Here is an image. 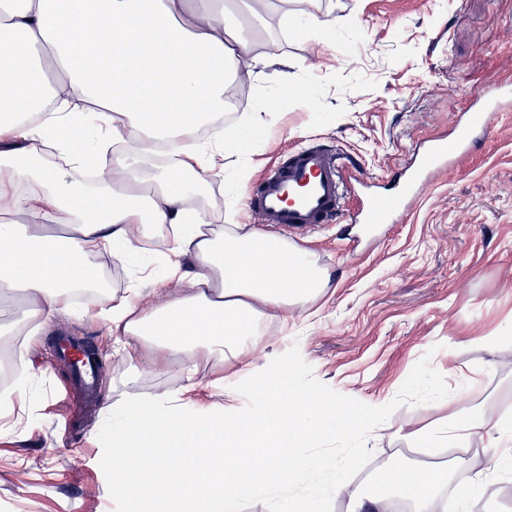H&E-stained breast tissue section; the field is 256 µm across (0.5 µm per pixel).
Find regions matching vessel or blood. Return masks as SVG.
Masks as SVG:
<instances>
[{
    "instance_id": "1",
    "label": "vessel or blood",
    "mask_w": 512,
    "mask_h": 512,
    "mask_svg": "<svg viewBox=\"0 0 512 512\" xmlns=\"http://www.w3.org/2000/svg\"><path fill=\"white\" fill-rule=\"evenodd\" d=\"M484 106L468 109L448 135L418 150L401 172L395 191L378 190L352 200L340 154L318 144L291 149L286 161L271 165L249 190L247 204L259 223L289 233L311 232L344 214L369 227L391 224L419 197L440 172L467 155L476 135H489L500 105L494 91L477 92ZM58 354L74 367V375L87 395H96L102 361L88 349L60 343Z\"/></svg>"
}]
</instances>
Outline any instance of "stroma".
<instances>
[{"instance_id":"1","label":"stroma","mask_w":512,"mask_h":512,"mask_svg":"<svg viewBox=\"0 0 512 512\" xmlns=\"http://www.w3.org/2000/svg\"><path fill=\"white\" fill-rule=\"evenodd\" d=\"M300 12L317 14L321 27L296 29ZM270 43L279 63L238 82L223 119L233 128L257 112L265 133L254 151L227 157L223 176L194 197L216 232L258 228L245 196L297 145L339 151L378 189L418 142L450 131L475 91L512 77V0H291L267 16L257 51ZM344 228L340 220L294 235L331 273V285L287 322L269 321L266 346L250 365L199 357L194 398L214 419L259 417L257 394L270 379L285 394L312 395L325 411L339 398L361 417L390 406L391 420L358 443L301 445L304 458L327 455L336 465L300 474L287 496L293 512H303L301 496L320 512H346L338 483L365 487L385 467L447 461L406 440L403 423L423 429L475 405L512 421V107L397 223L357 246ZM29 309L21 295L0 292V378L17 367L31 373L26 397L0 411V512H138L113 492L103 408L133 391L179 389L182 353L166 352L165 368L155 371L157 351L142 348L136 369L115 352L95 302L76 301L34 335L25 332ZM60 334L100 352L102 410L71 400L67 367L49 358ZM230 373L236 401L225 409L211 383ZM487 456L472 447L468 464L451 474V496L466 498L468 512H512V460L490 474Z\"/></svg>"}]
</instances>
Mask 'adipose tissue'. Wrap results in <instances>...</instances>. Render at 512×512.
Wrapping results in <instances>:
<instances>
[{
    "mask_svg": "<svg viewBox=\"0 0 512 512\" xmlns=\"http://www.w3.org/2000/svg\"><path fill=\"white\" fill-rule=\"evenodd\" d=\"M235 0H0V288L23 293L42 328L69 308L71 292L90 277L88 258L106 251L125 261L150 239L162 241L165 271L155 276L157 302L138 307L130 295L102 293L98 314L121 336L128 356L139 345L243 361L265 346L267 318L317 299L331 275L317 257L288 239L225 225L206 235L204 212L190 209L186 175L222 174L227 156L251 145L261 125L196 135L224 105L237 77H256L276 56L256 52ZM112 143V165L94 191L75 174L87 145L76 128ZM51 139L68 167L30 170L32 139ZM165 147L169 161L149 173L140 159ZM25 214L27 226L15 217ZM66 223L60 237L51 225ZM194 382L177 393H134L110 432L117 494L166 503V512H238L244 494L285 486L308 469L296 453L311 436L354 438L389 418L378 407L360 420L344 403L320 412L305 394L284 399L267 382L263 414L242 426L183 418ZM430 450L448 449L453 464L471 447L505 437L506 421L474 412L408 430ZM451 466L429 473L388 472L395 497L411 512H435ZM393 496V497H394Z\"/></svg>",
    "mask_w": 512,
    "mask_h": 512,
    "instance_id": "1",
    "label": "adipose tissue"
}]
</instances>
